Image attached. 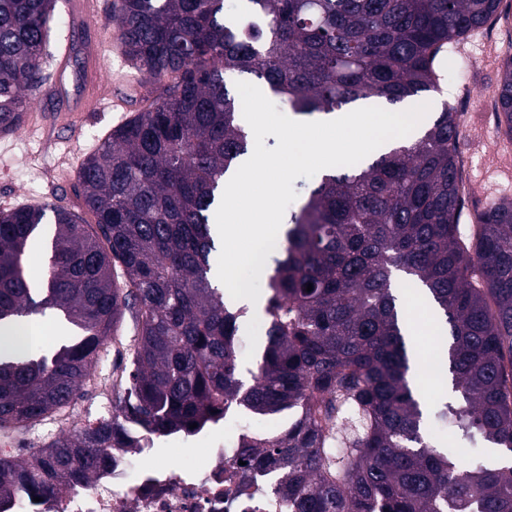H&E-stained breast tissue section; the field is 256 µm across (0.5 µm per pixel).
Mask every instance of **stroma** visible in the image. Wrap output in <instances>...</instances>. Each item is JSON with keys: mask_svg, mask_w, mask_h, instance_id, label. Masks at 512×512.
Listing matches in <instances>:
<instances>
[{"mask_svg": "<svg viewBox=\"0 0 512 512\" xmlns=\"http://www.w3.org/2000/svg\"><path fill=\"white\" fill-rule=\"evenodd\" d=\"M57 0L55 13L60 33L55 58L48 69L47 91L33 104V112L70 111L67 126L37 124L20 128L0 139V209L66 198L81 209L72 186L83 158L102 135L141 110L162 92L160 83L143 77L134 87H123L124 111L112 107L117 75L132 73L123 56L118 36L107 23L113 0H92L89 13L77 19ZM500 17L448 44L440 90L425 96L431 112L448 102L460 115L459 165L464 186L462 223L492 199H512V140L498 124L494 100L502 64L512 55V0H503ZM102 47L99 56L100 91L97 98L84 96L87 60L85 47Z\"/></svg>", "mask_w": 512, "mask_h": 512, "instance_id": "1", "label": "stroma"}]
</instances>
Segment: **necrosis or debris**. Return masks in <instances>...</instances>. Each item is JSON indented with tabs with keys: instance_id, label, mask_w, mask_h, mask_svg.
Wrapping results in <instances>:
<instances>
[{
	"instance_id": "obj_1",
	"label": "necrosis or debris",
	"mask_w": 512,
	"mask_h": 512,
	"mask_svg": "<svg viewBox=\"0 0 512 512\" xmlns=\"http://www.w3.org/2000/svg\"><path fill=\"white\" fill-rule=\"evenodd\" d=\"M250 430L251 417L242 414L231 439L196 431V441L206 446L196 466H145L144 449H113L111 466L83 491L41 504L22 498L12 512H289L275 493V475L246 476L239 468L238 438Z\"/></svg>"
}]
</instances>
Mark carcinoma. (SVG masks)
Listing matches in <instances>:
<instances>
[{
    "instance_id": "carcinoma-1",
    "label": "carcinoma",
    "mask_w": 512,
    "mask_h": 512,
    "mask_svg": "<svg viewBox=\"0 0 512 512\" xmlns=\"http://www.w3.org/2000/svg\"><path fill=\"white\" fill-rule=\"evenodd\" d=\"M119 0L127 59L165 85L82 161L84 214L62 199L0 210V327L52 311L72 332L49 355L0 354V429L44 421L90 380L104 346L133 336L117 413L0 456V512L18 497L87 486L132 428L149 444L228 410L284 426L244 438L243 472L277 473L295 512H512V461L457 462L430 419L512 454V200L460 224L459 115L321 177L276 242L259 359L243 369L239 321L211 280V215L252 151L231 77L267 85L301 115L389 105L438 88L445 47L501 0ZM55 0H0V125L45 88ZM512 138V56L495 99ZM53 225L41 287L23 264ZM399 279L444 319L455 397L431 409L414 376ZM311 291H306L308 284Z\"/></svg>"
}]
</instances>
